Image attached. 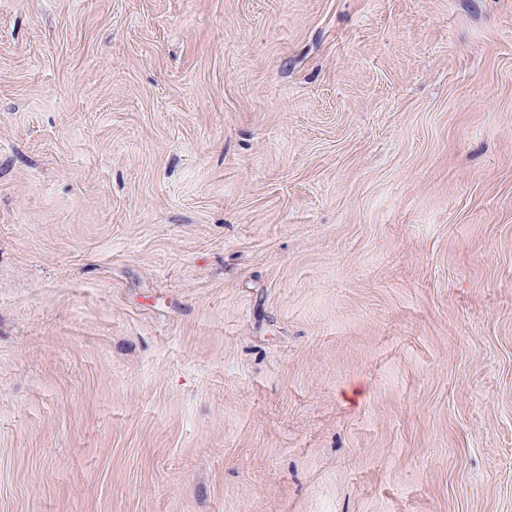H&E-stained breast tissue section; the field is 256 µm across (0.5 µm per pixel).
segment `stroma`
I'll use <instances>...</instances> for the list:
<instances>
[{
  "label": "stroma",
  "mask_w": 512,
  "mask_h": 512,
  "mask_svg": "<svg viewBox=\"0 0 512 512\" xmlns=\"http://www.w3.org/2000/svg\"><path fill=\"white\" fill-rule=\"evenodd\" d=\"M0 512H512V0H0Z\"/></svg>",
  "instance_id": "obj_1"
}]
</instances>
